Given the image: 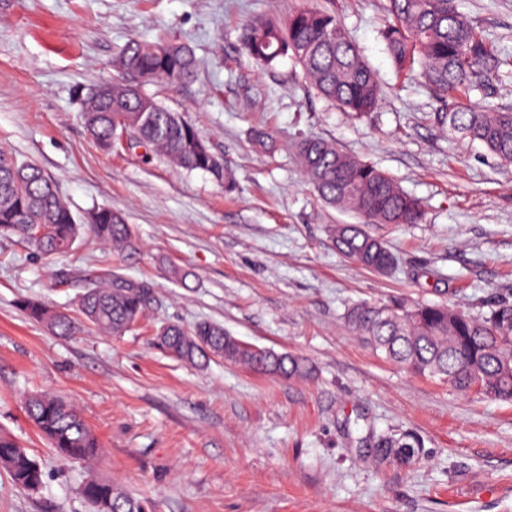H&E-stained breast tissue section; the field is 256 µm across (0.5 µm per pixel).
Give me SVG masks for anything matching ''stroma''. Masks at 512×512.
<instances>
[{
    "label": "stroma",
    "mask_w": 512,
    "mask_h": 512,
    "mask_svg": "<svg viewBox=\"0 0 512 512\" xmlns=\"http://www.w3.org/2000/svg\"><path fill=\"white\" fill-rule=\"evenodd\" d=\"M334 10L382 97L354 118L317 96L299 66L257 65L239 34L257 14L303 5ZM493 48L512 54V0H457ZM385 0H0V151L37 163L76 213L125 215L136 250L100 244L49 261L0 238V432L42 464L38 493L0 470V512H88V469L153 512H512V402L458 393L377 357L347 323L357 303H446L478 317L512 301V166L455 140L419 73L399 76L380 31ZM193 49V81L148 85L195 124L236 182L187 173L142 149L101 151L80 98L111 80L132 39ZM468 105L512 108V61ZM274 151L252 141L260 125ZM324 138L377 164L419 198L416 224H371L397 258L381 275L342 256L329 233L358 214L323 202L294 151ZM189 269L191 288L165 267ZM109 267L153 283L148 318L124 336H54L19 307L41 298L75 312L87 279ZM224 325L241 341L309 360L306 380L258 374L218 359L197 369L167 356L153 333L174 322ZM55 393L101 442L94 467L58 459L23 412L33 391ZM410 432L418 460L377 464L360 439Z\"/></svg>",
    "instance_id": "stroma-1"
}]
</instances>
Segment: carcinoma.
<instances>
[{
  "label": "carcinoma",
  "instance_id": "1",
  "mask_svg": "<svg viewBox=\"0 0 512 512\" xmlns=\"http://www.w3.org/2000/svg\"><path fill=\"white\" fill-rule=\"evenodd\" d=\"M388 20L380 32L394 70L399 74L419 66L443 111L433 119L448 133L479 143L500 162L512 164V109L474 108L464 103L482 78L506 59L486 36L458 10L457 0H388ZM241 45L258 64L273 67L289 58L298 64L317 92L343 110L365 115L377 109L380 82L362 59L349 32L336 15L318 7H302L284 19L261 15L242 28ZM198 63L183 45L133 39L113 60L117 77L103 82L82 98L87 131L103 149L129 140V149L158 152L178 169L200 171L231 189L233 179L224 157L213 151L199 130L172 112L144 86L161 82L179 87L190 82ZM307 180L326 203L347 207L376 224H415L422 216L420 201L405 192L376 165L350 155L335 143L308 137L295 145ZM337 249L367 268L386 266L396 258L385 242L363 224L330 228ZM0 235L19 237L39 256H65L85 237L118 254L135 249V235L125 218L109 207H94L80 216L58 194L54 181L32 161L0 154ZM154 299L148 281L110 270L89 279L73 318L38 299H24L23 313L57 336H74L89 326L108 336H122L145 318ZM347 321L377 355L412 373L438 379L458 391H480L495 400H512V302H497L481 318H471L446 304L403 302L359 304ZM158 345L170 356L198 367L215 358L245 368L289 378H305L313 367L307 360L272 350L249 349L224 330L201 320L186 329L164 324ZM26 418L63 460L91 465L100 444L78 411L62 397L46 391L27 395ZM367 446L377 462L406 461L423 443L412 433L369 434ZM0 469L19 489L36 492L44 471L28 450L0 434ZM79 493L93 512H152L148 502L123 492L94 473Z\"/></svg>",
  "mask_w": 512,
  "mask_h": 512
}]
</instances>
